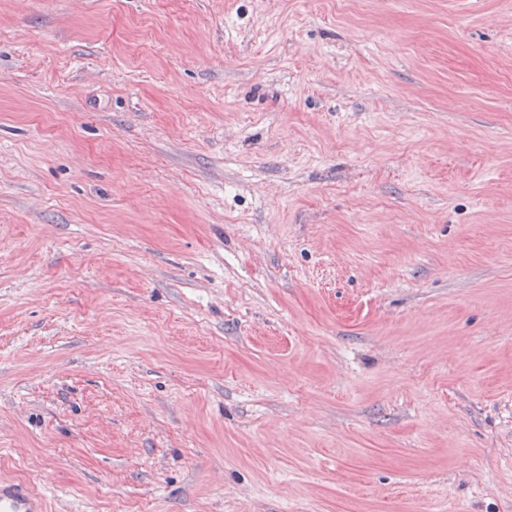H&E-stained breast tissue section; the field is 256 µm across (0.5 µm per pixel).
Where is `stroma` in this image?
Here are the masks:
<instances>
[{"label":"stroma","mask_w":512,"mask_h":512,"mask_svg":"<svg viewBox=\"0 0 512 512\" xmlns=\"http://www.w3.org/2000/svg\"><path fill=\"white\" fill-rule=\"evenodd\" d=\"M1 476L512 512V0H0Z\"/></svg>","instance_id":"obj_1"}]
</instances>
